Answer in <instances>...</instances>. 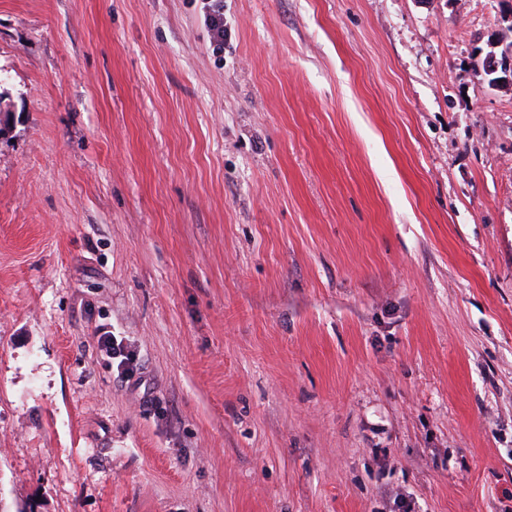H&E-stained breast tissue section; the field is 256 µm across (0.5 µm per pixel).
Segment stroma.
<instances>
[{"instance_id": "obj_1", "label": "stroma", "mask_w": 512, "mask_h": 512, "mask_svg": "<svg viewBox=\"0 0 512 512\" xmlns=\"http://www.w3.org/2000/svg\"><path fill=\"white\" fill-rule=\"evenodd\" d=\"M498 2L0 0V512H512ZM205 21L211 31L213 50L220 52L224 49V1L204 0Z\"/></svg>"}]
</instances>
